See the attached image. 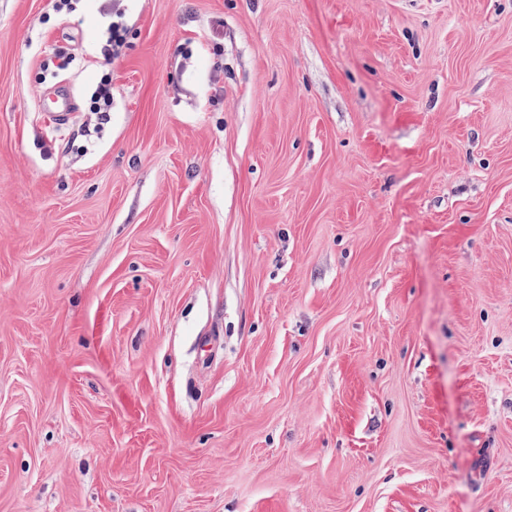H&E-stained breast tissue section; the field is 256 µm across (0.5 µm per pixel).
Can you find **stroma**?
<instances>
[{"label": "stroma", "mask_w": 512, "mask_h": 512, "mask_svg": "<svg viewBox=\"0 0 512 512\" xmlns=\"http://www.w3.org/2000/svg\"><path fill=\"white\" fill-rule=\"evenodd\" d=\"M0 512H512V0H0ZM124 13L117 10L112 13V19L109 21L102 46V55L104 61L110 64L114 55H116L125 41L126 27L123 21ZM93 112H99L103 120L112 112V77L103 73L90 96Z\"/></svg>", "instance_id": "stroma-1"}]
</instances>
